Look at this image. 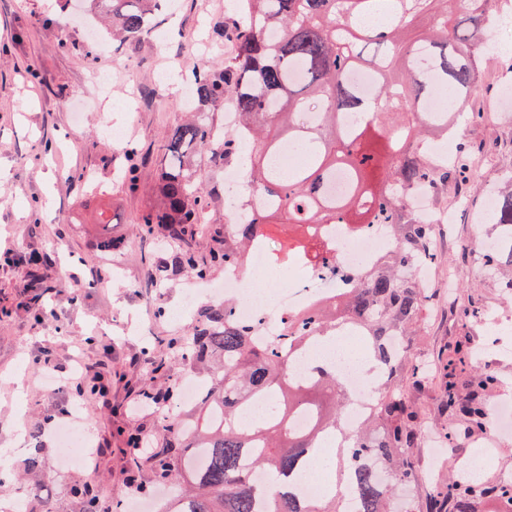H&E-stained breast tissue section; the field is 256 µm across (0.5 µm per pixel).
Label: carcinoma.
<instances>
[{
	"instance_id": "carcinoma-1",
	"label": "carcinoma",
	"mask_w": 512,
	"mask_h": 512,
	"mask_svg": "<svg viewBox=\"0 0 512 512\" xmlns=\"http://www.w3.org/2000/svg\"><path fill=\"white\" fill-rule=\"evenodd\" d=\"M169 0H85L101 14L112 36L138 40L152 29L156 12ZM381 0H243L244 26L228 32L235 55L221 65L193 73V118L176 127L161 146L159 181L162 207L144 218L160 225L162 237L178 248L149 257L159 278L182 269L206 278L216 266L243 265L258 238L270 241L272 225L297 228L300 234L279 249L283 261L309 256L316 224H387L402 242L400 253L368 270L349 288H333L307 316L288 323L284 336L261 345L249 326L235 321L234 303L201 308L188 339L163 341L168 356L153 361V372L165 373L176 361L206 367L208 386L184 420H161L163 451L147 461L158 483L184 476L162 512H396L395 485H412L417 470L408 449L416 447L424 428L408 398L401 372L410 352L379 379L366 421L337 449V482L321 498L304 497L300 477L311 473L324 438L340 426L344 399L329 370L308 381L289 377L290 354L302 351L339 320L361 328L376 364L390 358L387 339L400 340L419 328L427 305V286L399 275V267L418 259L434 260L432 229L413 210L418 189L448 191V183L467 180L465 164L434 169L421 144L457 124L459 113L423 112L422 103L440 91L467 102L487 59L490 20L498 0H387L388 16L369 31L361 23L378 10ZM357 69H371L373 99L347 80ZM235 98L240 127L249 139L231 132L217 137L208 114L224 107V95ZM310 100L322 112L308 122ZM383 111H366L371 101ZM346 114L359 122L351 132ZM311 145L305 161L278 175L273 155L285 143ZM249 146L246 174L250 185L271 205L249 221L212 224L213 247L197 250L203 224L202 182L196 158L207 156L215 167L240 161ZM349 180L346 195L335 197L328 184L336 172ZM498 206L491 223L501 230L499 250L487 255L488 280L497 281L503 260L512 263V175L495 188ZM272 397L270 410L256 424L239 421L252 402ZM141 397L161 410L177 407L176 385L151 388ZM303 410L311 426L299 431L291 419ZM469 424L480 427L484 407L470 397L462 406ZM25 462L29 493L40 483V459ZM267 479L266 493L255 492L254 473ZM485 494L470 484H449L448 512H476L475 499Z\"/></svg>"
}]
</instances>
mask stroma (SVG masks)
<instances>
[{"label": "stroma", "mask_w": 512, "mask_h": 512, "mask_svg": "<svg viewBox=\"0 0 512 512\" xmlns=\"http://www.w3.org/2000/svg\"><path fill=\"white\" fill-rule=\"evenodd\" d=\"M175 15H158L159 43L152 36L119 42L111 34L91 35L92 20L65 0H0V448L11 449V472L23 473L31 442L42 444L37 495L26 496L22 482L0 485V512L15 500L28 501V512H87L75 497L76 484H92L103 505L130 500L125 470L129 450L123 434L140 431L156 438L160 418L141 408L148 387L177 380L185 363L168 377L152 372L150 357L163 354L159 341L189 333L195 310L183 309L182 297L196 281L187 274L156 280L146 260L161 249L159 232H146L143 219L158 203V150L173 129L188 118L176 99H163L159 78L171 60L187 68L221 62L233 53L219 31L243 23L228 0H176ZM499 56L484 67V97L512 86V39H496ZM112 80L105 109L113 126L129 134L113 141L103 133L91 106L92 73ZM459 142L469 150L479 183L493 185L512 168V110L494 119L480 116L470 99ZM138 165L141 178L130 186L121 173ZM460 213L434 263L435 290L410 353L439 360L457 343L473 355L464 376L491 373L497 386L486 392L487 405L512 394V295L505 289L476 285L475 249L470 242L481 209ZM114 218L101 223L100 213ZM115 243L100 251L101 240ZM471 285L479 309L470 322L448 306V271ZM157 296L165 311L143 309L145 297ZM101 378L104 396L77 402L74 378ZM444 368L411 390L417 422L436 432L454 428L460 435L439 452L418 451L419 479L399 489L401 499H433L444 475L478 450L491 459L479 480L486 485L512 483V436L493 439L489 429L465 431L462 416L442 409ZM94 438L91 467L62 468L53 433L73 405Z\"/></svg>", "instance_id": "1"}]
</instances>
